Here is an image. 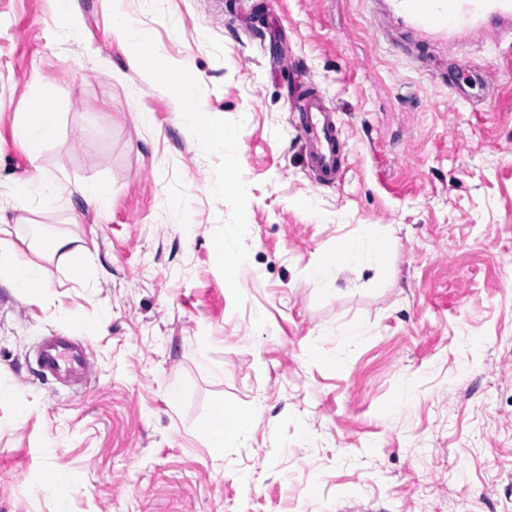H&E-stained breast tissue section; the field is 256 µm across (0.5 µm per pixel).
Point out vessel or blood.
<instances>
[{
    "label": "vessel or blood",
    "mask_w": 512,
    "mask_h": 512,
    "mask_svg": "<svg viewBox=\"0 0 512 512\" xmlns=\"http://www.w3.org/2000/svg\"><path fill=\"white\" fill-rule=\"evenodd\" d=\"M512 10L507 0H408V14L423 29L448 36L482 25L485 18ZM296 128L307 150L308 167L328 186L343 175L342 128L334 110L320 93L310 91L290 103ZM40 372L54 380L82 385L92 374L87 348L71 336L43 337L35 350Z\"/></svg>",
    "instance_id": "b4317fda"
}]
</instances>
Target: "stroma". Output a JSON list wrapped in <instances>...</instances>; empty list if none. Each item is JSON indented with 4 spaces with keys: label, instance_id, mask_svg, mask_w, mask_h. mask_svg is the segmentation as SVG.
Returning <instances> with one entry per match:
<instances>
[{
    "label": "stroma",
    "instance_id": "stroma-1",
    "mask_svg": "<svg viewBox=\"0 0 512 512\" xmlns=\"http://www.w3.org/2000/svg\"><path fill=\"white\" fill-rule=\"evenodd\" d=\"M396 2L74 0L66 40L51 0H0V225L49 283L32 302L0 273V512H512V19L426 36ZM117 13L191 69L238 133L223 151ZM306 87L341 123L335 186L289 112ZM40 99L59 129L33 158L16 130ZM40 170L57 202L17 210ZM367 224L385 264L324 290L313 268ZM52 333L88 344L85 389L39 374ZM218 400L247 420L220 455ZM112 33L119 41L136 46L141 50H146L149 46L148 35L141 29L130 24L120 15L114 17ZM72 242L71 239L53 238L47 242V249L54 253L64 250L69 273L78 279L87 278L92 272L87 248L84 246L70 248Z\"/></svg>",
    "mask_w": 512,
    "mask_h": 512
}]
</instances>
